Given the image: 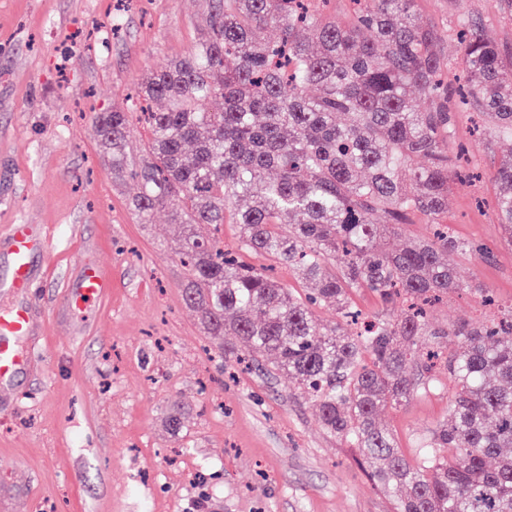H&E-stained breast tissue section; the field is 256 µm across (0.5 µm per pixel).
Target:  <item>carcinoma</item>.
<instances>
[{"label":"carcinoma","mask_w":512,"mask_h":512,"mask_svg":"<svg viewBox=\"0 0 512 512\" xmlns=\"http://www.w3.org/2000/svg\"><path fill=\"white\" fill-rule=\"evenodd\" d=\"M352 3L341 22L306 0H221L187 54L92 124L112 173L137 183L136 222L165 211L181 227L183 299L224 363H262L293 382L323 428L360 449L395 512H512V306L479 327H436L427 312L455 292L492 301L457 277L452 257L493 253L441 218L458 179L455 102L512 140V65L464 23L469 81L456 87L444 35L417 22L416 0ZM267 28L278 37L261 38ZM136 115L148 133L137 159L127 146ZM491 181L511 246L512 150ZM417 214L433 236L391 246ZM223 224L239 225L231 248L210 234ZM257 256L292 269L305 295ZM362 290L386 313L360 318ZM325 307L337 321L318 323ZM441 378L454 387L448 419L411 463L379 414Z\"/></svg>","instance_id":"carcinoma-1"}]
</instances>
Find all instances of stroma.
<instances>
[{"mask_svg":"<svg viewBox=\"0 0 512 512\" xmlns=\"http://www.w3.org/2000/svg\"><path fill=\"white\" fill-rule=\"evenodd\" d=\"M0 0V280L11 261L9 225L42 224L50 236L48 277L30 292L40 315L36 371L0 395V507L7 512H394L358 449L328 433L312 406L280 375L255 370L225 379L219 357L183 301L181 237L166 213L139 224L126 204L136 191L113 175L91 121L124 103L143 74L185 55L217 0ZM419 21L445 31L475 21L512 62V17L492 0H417ZM461 166L444 223L488 246L494 258H455L459 276L492 288L512 306V246L502 240L489 178L512 141L477 117L456 123ZM111 267L108 299L82 310L64 303L82 263ZM472 294L450 296L435 325L480 324ZM450 389L418 391L380 418L407 459L448 417ZM179 403L186 422L171 435Z\"/></svg>","mask_w":512,"mask_h":512,"instance_id":"1","label":"stroma"}]
</instances>
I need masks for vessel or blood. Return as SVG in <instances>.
Masks as SVG:
<instances>
[{"label": "vessel or blood", "instance_id": "vessel-or-blood-1", "mask_svg": "<svg viewBox=\"0 0 512 512\" xmlns=\"http://www.w3.org/2000/svg\"><path fill=\"white\" fill-rule=\"evenodd\" d=\"M6 243L11 255L12 277L0 284V295L11 298L9 306L0 308V391L10 389L15 376L34 366L29 346L37 342L39 326L27 295L37 277L35 255L47 254L49 234L37 224H13L8 228ZM112 291L109 266L83 264L75 282L67 292L69 306L81 310L89 303L101 300Z\"/></svg>", "mask_w": 512, "mask_h": 512}]
</instances>
